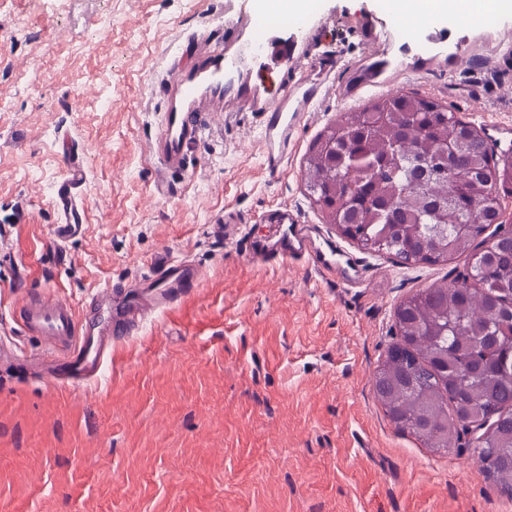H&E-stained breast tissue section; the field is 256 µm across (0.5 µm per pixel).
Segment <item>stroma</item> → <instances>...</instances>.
Masks as SVG:
<instances>
[{"label": "stroma", "mask_w": 512, "mask_h": 512, "mask_svg": "<svg viewBox=\"0 0 512 512\" xmlns=\"http://www.w3.org/2000/svg\"><path fill=\"white\" fill-rule=\"evenodd\" d=\"M260 0H0V512H500L473 445L441 452L389 422L372 376L412 292L465 273L466 258L404 265L324 223L302 177L340 113L413 91L451 105L496 152L512 149V12L484 35L432 20V53L379 0H316L303 16ZM293 40L302 62L271 55ZM243 62L180 167L148 147L174 89L228 55ZM339 62L330 76L322 57ZM384 81L342 89L371 58ZM321 83L281 176L265 173L262 112L300 78ZM78 152L86 221L58 238L52 196ZM358 265L328 277L304 260H252L280 207ZM190 261L200 288L116 336L89 383L33 365L40 337L15 319L46 294L84 323L83 299L138 284L156 258Z\"/></svg>", "instance_id": "1"}]
</instances>
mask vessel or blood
Listing matches in <instances>:
<instances>
[{
    "label": "vessel or blood",
    "mask_w": 512,
    "mask_h": 512,
    "mask_svg": "<svg viewBox=\"0 0 512 512\" xmlns=\"http://www.w3.org/2000/svg\"><path fill=\"white\" fill-rule=\"evenodd\" d=\"M317 90L304 89L296 111L285 109L284 102H276L264 118L260 148L271 175H279L288 163V146L292 131L303 112L309 111ZM202 119L198 112H171L166 118L165 140L159 152L169 165L181 163V150L187 139L194 136ZM66 175L56 190L55 206L61 215L62 226L75 223L77 207L74 193L81 186L85 171L78 156L66 154ZM250 255L262 260L270 256L282 258L304 257L320 271L335 273L336 265L326 254L314 250L306 225L293 223L287 210H275L268 216L266 239L251 240ZM201 284L198 270L186 263L159 258L152 279L132 288L123 333L139 329L145 314L160 309H171L182 298L192 294ZM16 319L28 333L41 337L62 377L71 383H82L98 378L107 353L112 346L108 336L92 335L80 330L75 307L63 299L43 295L27 298L18 308Z\"/></svg>",
    "instance_id": "1"
}]
</instances>
